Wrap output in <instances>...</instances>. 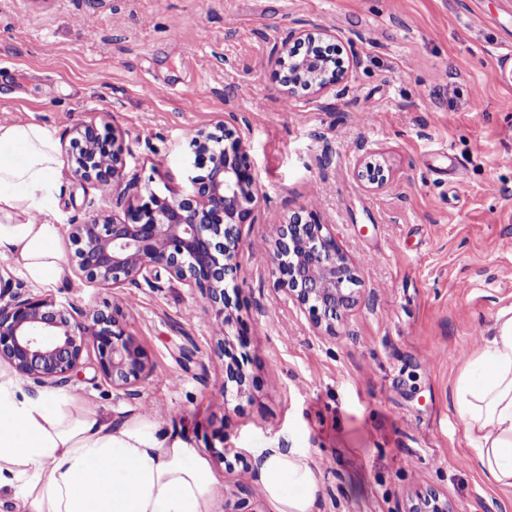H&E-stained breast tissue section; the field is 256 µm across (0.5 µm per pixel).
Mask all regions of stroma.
<instances>
[{
    "instance_id": "obj_1",
    "label": "stroma",
    "mask_w": 512,
    "mask_h": 512,
    "mask_svg": "<svg viewBox=\"0 0 512 512\" xmlns=\"http://www.w3.org/2000/svg\"><path fill=\"white\" fill-rule=\"evenodd\" d=\"M322 27L357 65L325 94L286 98L269 63L289 31ZM512 0H0V123L33 121L68 149L92 122L154 189L184 178L191 133L236 118L263 194L228 284L219 334L183 285L110 289L75 273L45 289L67 307L122 302L148 377L118 390L95 350L66 383L111 426L135 415L224 477L219 512H271L259 451L308 455L314 512H407L436 490L450 512H512L482 472L452 402L466 359L512 307ZM392 175L367 188L359 164ZM311 204L360 263L361 303L332 336L275 290L265 240ZM62 224L112 194L62 178ZM233 355L248 377L224 395Z\"/></svg>"
}]
</instances>
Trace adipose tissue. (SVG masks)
I'll return each instance as SVG.
<instances>
[{"label":"adipose tissue","mask_w":512,"mask_h":512,"mask_svg":"<svg viewBox=\"0 0 512 512\" xmlns=\"http://www.w3.org/2000/svg\"><path fill=\"white\" fill-rule=\"evenodd\" d=\"M61 178L47 128L0 124V258L41 288L67 273L54 205ZM452 399L484 474L512 488V307L467 359ZM8 483L25 512H215L223 487L201 452L157 435L144 417L115 428L84 399L32 393L0 371V485ZM259 485L273 512H313V469L297 449H262Z\"/></svg>","instance_id":"obj_1"}]
</instances>
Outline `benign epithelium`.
I'll use <instances>...</instances> for the list:
<instances>
[{
	"label": "benign epithelium",
	"mask_w": 512,
	"mask_h": 512,
	"mask_svg": "<svg viewBox=\"0 0 512 512\" xmlns=\"http://www.w3.org/2000/svg\"><path fill=\"white\" fill-rule=\"evenodd\" d=\"M333 35L320 27L299 29L273 44L275 73L286 72L288 97L300 89L321 93L347 78L349 68L319 56L298 58L294 47L323 43ZM123 146L114 134L88 122L73 129L67 167L72 176L129 197L124 216L92 212L71 225L68 261L90 283L114 288L160 287L168 281L199 291L220 331L232 320L233 301L226 278L238 268L241 226L256 220L262 196L240 129L229 121L210 131L192 132L186 181L166 193L142 192L141 179L127 178ZM358 177L372 189L390 186L379 164L366 163ZM267 254L282 291L308 313L314 330L336 335V323L359 305L358 267L342 248L331 225L312 206H302L276 224ZM97 353V368L116 389L133 386L148 373L143 351L127 331L123 307L67 310L51 298L26 295L12 279L0 276V362L36 387L68 383L82 366L88 347ZM247 388L243 366L224 365V393ZM408 512H447L430 491Z\"/></svg>",
	"instance_id": "1"
}]
</instances>
